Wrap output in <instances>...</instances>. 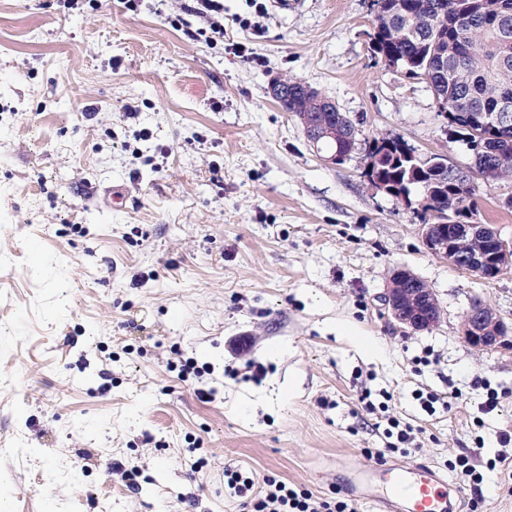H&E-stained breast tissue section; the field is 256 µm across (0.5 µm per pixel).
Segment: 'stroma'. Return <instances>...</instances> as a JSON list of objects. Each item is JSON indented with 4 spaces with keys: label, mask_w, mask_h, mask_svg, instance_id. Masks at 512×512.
<instances>
[{
    "label": "stroma",
    "mask_w": 512,
    "mask_h": 512,
    "mask_svg": "<svg viewBox=\"0 0 512 512\" xmlns=\"http://www.w3.org/2000/svg\"><path fill=\"white\" fill-rule=\"evenodd\" d=\"M190 7L0 0V512H242L228 466L327 496L346 468L423 462L470 501L448 461L512 453V348H471L462 317L479 298L512 328V270L432 255L366 155L378 136L464 169L471 151L373 52L372 0H224L217 45ZM289 77L355 121L343 163L270 96ZM511 196L478 185L473 221L512 242ZM401 269L435 293L434 328L384 309ZM483 379L504 392L488 414ZM365 393L421 448L387 452Z\"/></svg>",
    "instance_id": "35a3bbf8"
}]
</instances>
